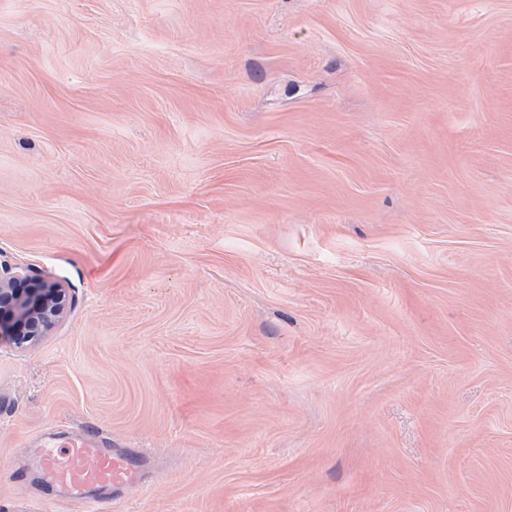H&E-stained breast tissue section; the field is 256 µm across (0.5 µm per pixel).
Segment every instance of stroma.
Listing matches in <instances>:
<instances>
[{"mask_svg": "<svg viewBox=\"0 0 512 512\" xmlns=\"http://www.w3.org/2000/svg\"><path fill=\"white\" fill-rule=\"evenodd\" d=\"M0 264V512H512V0H0ZM20 280L30 278L0 266V344L26 347L49 335L66 315L68 298L60 284L39 283L19 291ZM100 436H84L69 447L35 448L44 482L61 494L85 499L88 489L127 488L139 480L145 456L107 447Z\"/></svg>", "mask_w": 512, "mask_h": 512, "instance_id": "obj_1", "label": "stroma"}]
</instances>
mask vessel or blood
I'll list each match as a JSON object with an SVG mask.
<instances>
[{
	"instance_id": "1",
	"label": "vessel or blood",
	"mask_w": 512,
	"mask_h": 512,
	"mask_svg": "<svg viewBox=\"0 0 512 512\" xmlns=\"http://www.w3.org/2000/svg\"><path fill=\"white\" fill-rule=\"evenodd\" d=\"M36 456L44 482L79 499L91 488L135 485L145 460L139 452L108 448L106 439L98 436L81 438L65 448H40Z\"/></svg>"
}]
</instances>
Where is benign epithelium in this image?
Listing matches in <instances>:
<instances>
[{
  "label": "benign epithelium",
  "instance_id": "benign-epithelium-1",
  "mask_svg": "<svg viewBox=\"0 0 512 512\" xmlns=\"http://www.w3.org/2000/svg\"><path fill=\"white\" fill-rule=\"evenodd\" d=\"M26 279L20 271L0 268V343L34 345L67 313L68 298L62 285L39 283L18 289L17 283Z\"/></svg>",
  "mask_w": 512,
  "mask_h": 512
}]
</instances>
